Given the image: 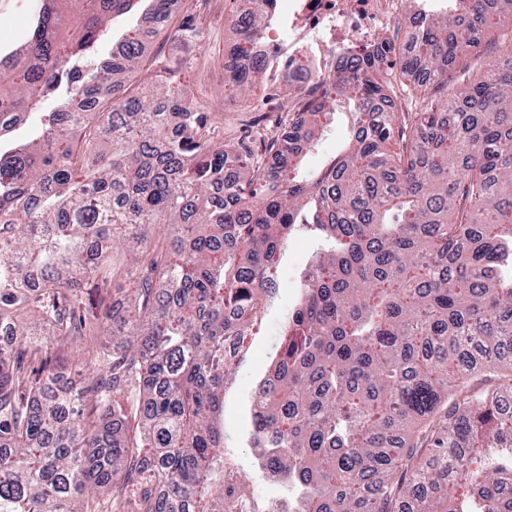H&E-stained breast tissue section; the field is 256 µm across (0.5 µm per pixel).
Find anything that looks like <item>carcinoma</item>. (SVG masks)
Listing matches in <instances>:
<instances>
[{"mask_svg": "<svg viewBox=\"0 0 512 512\" xmlns=\"http://www.w3.org/2000/svg\"><path fill=\"white\" fill-rule=\"evenodd\" d=\"M62 2L38 0L0 58V329L15 336L0 346V512H512V25L485 36L499 0H459L407 51L351 59L268 138L267 162L224 148L176 67L129 88L140 30L97 63L134 0H74L66 40ZM245 16L261 35L276 0ZM265 70L225 82L245 92ZM416 73L407 122L383 100ZM52 96L41 135L11 141ZM337 113L345 148L297 179L299 132L309 148ZM299 227L321 246L254 397L249 447L288 489L265 501L224 445V391ZM45 328L82 357L73 396ZM462 483L482 497H448Z\"/></svg>", "mask_w": 512, "mask_h": 512, "instance_id": "1", "label": "carcinoma"}]
</instances>
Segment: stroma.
Segmentation results:
<instances>
[{"label":"stroma","instance_id":"35a3bbf8","mask_svg":"<svg viewBox=\"0 0 512 512\" xmlns=\"http://www.w3.org/2000/svg\"><path fill=\"white\" fill-rule=\"evenodd\" d=\"M245 6V0H170L167 28L147 41L143 69L131 77L133 85H140L157 69L159 61H175L178 83L208 111L223 116L224 142L233 148L246 140L270 103L268 86L259 85L251 93L242 94L224 81V59L237 50L235 23ZM188 22L198 25V40L187 43L173 38V29ZM347 136L346 122L334 121L318 145L307 152L300 169L302 176L313 177L326 167L343 149ZM317 246L316 239L306 231H297L291 237L280 267L279 289L261 323L247 337L246 353L225 393L224 442L237 450L243 469L252 474L254 488L264 495L272 494V485L252 473L251 451L245 446L252 430L253 396L279 351L283 315L296 298L298 274Z\"/></svg>","mask_w":512,"mask_h":512}]
</instances>
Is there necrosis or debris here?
I'll return each instance as SVG.
<instances>
[{"label": "necrosis or debris", "instance_id": "necrosis-or-debris-1", "mask_svg": "<svg viewBox=\"0 0 512 512\" xmlns=\"http://www.w3.org/2000/svg\"><path fill=\"white\" fill-rule=\"evenodd\" d=\"M447 8L448 0H288L287 36L271 29L264 39L271 55L292 66L291 102L287 112L266 115L263 131L304 111L309 89L338 74L344 61L387 48L400 18Z\"/></svg>", "mask_w": 512, "mask_h": 512}]
</instances>
